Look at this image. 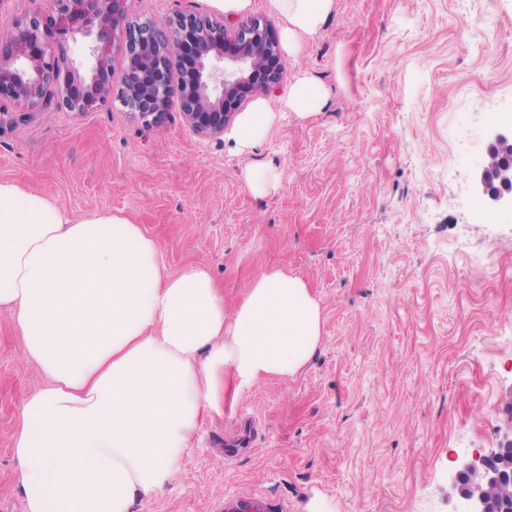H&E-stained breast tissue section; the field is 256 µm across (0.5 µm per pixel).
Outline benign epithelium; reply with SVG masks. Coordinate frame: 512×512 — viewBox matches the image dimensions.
<instances>
[{
	"label": "benign epithelium",
	"instance_id": "benign-epithelium-1",
	"mask_svg": "<svg viewBox=\"0 0 512 512\" xmlns=\"http://www.w3.org/2000/svg\"><path fill=\"white\" fill-rule=\"evenodd\" d=\"M130 0H28L19 18L0 24V102L33 107L55 96L58 106L81 115L119 105L145 126L162 122L178 100L185 125L201 139L218 138L255 97L272 90L283 75L275 29L258 17L231 25L222 16L179 14L164 21L133 20ZM83 43L80 57L59 54L69 42ZM127 64L112 67L116 42ZM181 77L173 80V72ZM485 165L475 176L477 193L491 206L512 208V133H497ZM455 482L468 512H512L489 489L512 484V438L490 455H478L457 471ZM224 512H271L238 500Z\"/></svg>",
	"mask_w": 512,
	"mask_h": 512
}]
</instances>
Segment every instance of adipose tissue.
I'll return each instance as SVG.
<instances>
[{
	"instance_id": "obj_1",
	"label": "adipose tissue",
	"mask_w": 512,
	"mask_h": 512,
	"mask_svg": "<svg viewBox=\"0 0 512 512\" xmlns=\"http://www.w3.org/2000/svg\"><path fill=\"white\" fill-rule=\"evenodd\" d=\"M286 54L315 36L336 0H267ZM332 103L309 72L277 102L260 98L225 130L254 154L280 113ZM0 311L45 387L24 401L13 453L25 512H132L177 478L204 420L262 379L292 378L316 353L322 308L307 283L263 271L226 310L206 268L166 274L153 239L126 214L76 217L0 181Z\"/></svg>"
}]
</instances>
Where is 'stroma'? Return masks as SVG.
I'll return each instance as SVG.
<instances>
[{"mask_svg":"<svg viewBox=\"0 0 512 512\" xmlns=\"http://www.w3.org/2000/svg\"><path fill=\"white\" fill-rule=\"evenodd\" d=\"M212 15L210 0H131L135 19ZM283 76L333 104L282 113L257 156L56 100L0 108V181L77 216L122 211L168 273L199 264L234 308L263 270L300 276L320 346L205 420L177 480L135 512H464L455 475L512 434V210L477 195L493 131L512 129V0H336ZM275 160L257 198L243 169ZM0 312V512H24L13 438L44 376Z\"/></svg>","mask_w":512,"mask_h":512,"instance_id":"obj_1","label":"stroma"}]
</instances>
